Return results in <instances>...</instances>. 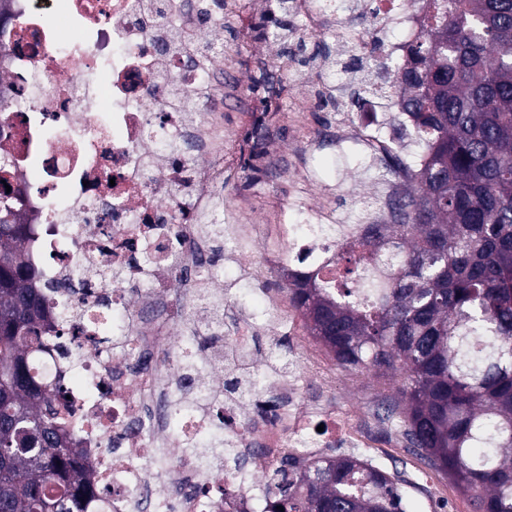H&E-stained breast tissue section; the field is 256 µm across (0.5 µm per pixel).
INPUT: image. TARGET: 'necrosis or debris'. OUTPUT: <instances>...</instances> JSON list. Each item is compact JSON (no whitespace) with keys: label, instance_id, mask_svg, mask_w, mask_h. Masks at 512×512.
Returning <instances> with one entry per match:
<instances>
[{"label":"necrosis or debris","instance_id":"1","mask_svg":"<svg viewBox=\"0 0 512 512\" xmlns=\"http://www.w3.org/2000/svg\"><path fill=\"white\" fill-rule=\"evenodd\" d=\"M157 0H0V199L22 205L32 227L25 259L62 323L48 332L54 360L33 357L73 410L69 430L90 467V512H267L279 460L368 436L308 399L302 367L271 374L253 351L264 322L239 318L216 336V301H230L224 265L262 277L253 237L218 195L224 128V21L197 20L199 0L157 12ZM306 42L330 38L355 64L353 85L375 60H404L427 23L426 0H288ZM362 100L341 123V147L376 160L404 142L392 124L402 92ZM283 243L296 269L318 264L335 240L311 234L336 223L306 194ZM229 247L214 260L212 228ZM213 342L201 346V336ZM222 432L235 466L195 449Z\"/></svg>","mask_w":512,"mask_h":512}]
</instances>
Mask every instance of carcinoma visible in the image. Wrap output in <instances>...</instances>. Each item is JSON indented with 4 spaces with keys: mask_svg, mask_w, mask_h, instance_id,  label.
<instances>
[{
    "mask_svg": "<svg viewBox=\"0 0 512 512\" xmlns=\"http://www.w3.org/2000/svg\"><path fill=\"white\" fill-rule=\"evenodd\" d=\"M391 68L425 165L392 224L341 231L336 286L288 271L290 304L345 370L400 377L381 419L475 512H512V0H428ZM31 233L0 204V512H81L82 466L29 357L52 307L23 259ZM270 512H406L397 476L354 455L288 457Z\"/></svg>",
    "mask_w": 512,
    "mask_h": 512,
    "instance_id": "cac0c4a2",
    "label": "carcinoma"
}]
</instances>
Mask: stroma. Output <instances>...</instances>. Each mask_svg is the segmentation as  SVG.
I'll use <instances>...</instances> for the list:
<instances>
[{
	"instance_id": "stroma-1",
	"label": "stroma",
	"mask_w": 512,
	"mask_h": 512,
	"mask_svg": "<svg viewBox=\"0 0 512 512\" xmlns=\"http://www.w3.org/2000/svg\"><path fill=\"white\" fill-rule=\"evenodd\" d=\"M276 0H237L233 19L224 23V48L241 80L224 94V127L237 140L224 150V194L243 223L264 228L263 254L272 260L262 283L265 298L249 290L240 302L260 308L263 299L287 304L283 273L288 260L279 248L280 227L299 223L291 206L305 189L306 169H313L318 189L330 196L338 212L363 206L379 191L355 154L341 150L324 131L341 118L332 105L316 102V79L308 65L277 71V58L266 55L269 45L259 26L277 16ZM297 360L329 367L324 382L339 418L374 434L376 447L361 454L373 463L400 473L407 512H474L471 499L445 475L428 468L403 447L399 437L378 415L383 402L395 397L394 381L379 372H353L336 366L325 348L309 335L302 316L288 312V327L277 336Z\"/></svg>"
}]
</instances>
